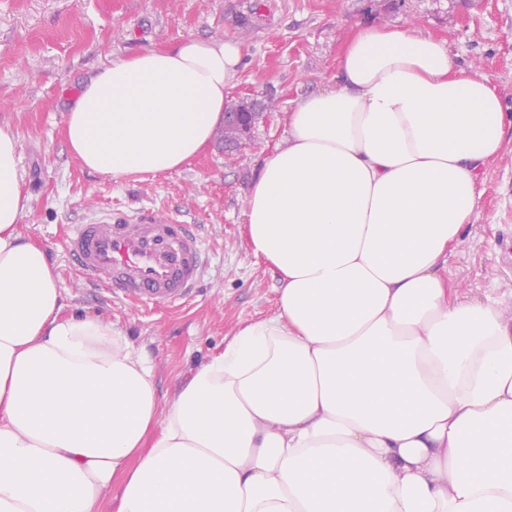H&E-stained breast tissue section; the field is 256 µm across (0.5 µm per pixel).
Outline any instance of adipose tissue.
Here are the masks:
<instances>
[{"mask_svg":"<svg viewBox=\"0 0 512 512\" xmlns=\"http://www.w3.org/2000/svg\"><path fill=\"white\" fill-rule=\"evenodd\" d=\"M240 62L199 38L112 62L69 107V151L112 177L179 169ZM336 79L247 199L277 312L167 404L120 331L64 315L0 126V512H100L114 483L117 512H512V319L448 279L512 113L444 40L388 25L351 30Z\"/></svg>","mask_w":512,"mask_h":512,"instance_id":"1","label":"adipose tissue"}]
</instances>
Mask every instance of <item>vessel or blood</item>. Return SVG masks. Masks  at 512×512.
<instances>
[{
    "label": "vessel or blood",
    "instance_id": "obj_1",
    "mask_svg": "<svg viewBox=\"0 0 512 512\" xmlns=\"http://www.w3.org/2000/svg\"><path fill=\"white\" fill-rule=\"evenodd\" d=\"M67 249L87 285L141 305L182 304L208 275L196 227L151 209L94 214L70 226Z\"/></svg>",
    "mask_w": 512,
    "mask_h": 512
}]
</instances>
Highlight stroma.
<instances>
[{
    "instance_id": "stroma-1",
    "label": "stroma",
    "mask_w": 512,
    "mask_h": 512,
    "mask_svg": "<svg viewBox=\"0 0 512 512\" xmlns=\"http://www.w3.org/2000/svg\"><path fill=\"white\" fill-rule=\"evenodd\" d=\"M384 24L443 39L455 66L479 68L512 106V0H0V125L19 145L31 201L21 232L42 243L65 311L110 322L154 368L167 402L244 326L273 315L279 278L248 244L246 204L265 157L288 139L286 114L336 86V60L356 24ZM188 38L238 43L229 101L274 97L250 147L211 141L176 171L113 178L87 171L64 139L81 84L112 61ZM476 213L448 257L460 298L492 296L512 316V129L478 183ZM152 208L198 225L210 277L177 308L135 306L84 287L65 247L67 225L101 210Z\"/></svg>"
}]
</instances>
